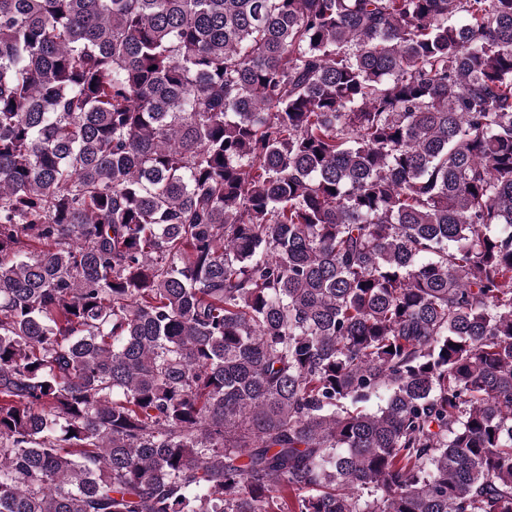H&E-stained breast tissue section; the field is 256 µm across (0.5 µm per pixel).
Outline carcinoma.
<instances>
[{"instance_id": "cac0c4a2", "label": "carcinoma", "mask_w": 512, "mask_h": 512, "mask_svg": "<svg viewBox=\"0 0 512 512\" xmlns=\"http://www.w3.org/2000/svg\"><path fill=\"white\" fill-rule=\"evenodd\" d=\"M0 512H512V0H0Z\"/></svg>"}]
</instances>
